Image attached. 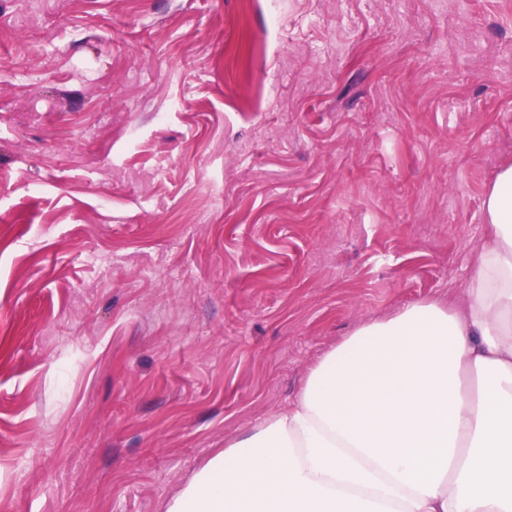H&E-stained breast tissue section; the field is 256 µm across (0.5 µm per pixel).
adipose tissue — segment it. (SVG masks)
<instances>
[{"instance_id":"ef3b65f1","label":"adipose tissue","mask_w":512,"mask_h":512,"mask_svg":"<svg viewBox=\"0 0 512 512\" xmlns=\"http://www.w3.org/2000/svg\"><path fill=\"white\" fill-rule=\"evenodd\" d=\"M463 300L361 324L165 512H512V163Z\"/></svg>"}]
</instances>
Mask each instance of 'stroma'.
Listing matches in <instances>:
<instances>
[{
    "mask_svg": "<svg viewBox=\"0 0 512 512\" xmlns=\"http://www.w3.org/2000/svg\"><path fill=\"white\" fill-rule=\"evenodd\" d=\"M506 161L512 0H0V498L164 512L463 297Z\"/></svg>",
    "mask_w": 512,
    "mask_h": 512,
    "instance_id": "stroma-1",
    "label": "stroma"
}]
</instances>
